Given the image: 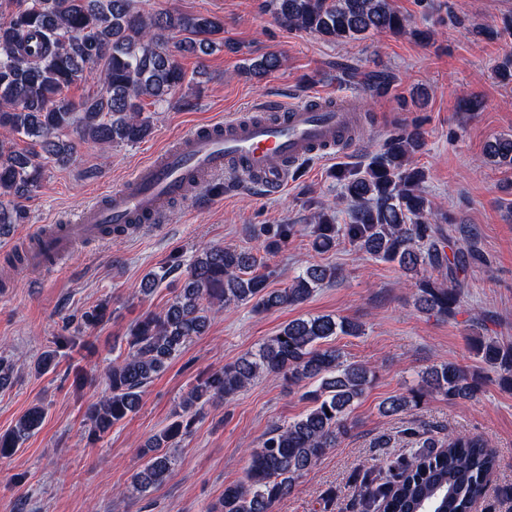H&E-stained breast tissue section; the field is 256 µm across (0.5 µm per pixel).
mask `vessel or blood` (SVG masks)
I'll return each instance as SVG.
<instances>
[{
  "instance_id": "1",
  "label": "vessel or blood",
  "mask_w": 512,
  "mask_h": 512,
  "mask_svg": "<svg viewBox=\"0 0 512 512\" xmlns=\"http://www.w3.org/2000/svg\"><path fill=\"white\" fill-rule=\"evenodd\" d=\"M353 98L330 104L320 96L303 103H261L258 114L237 113L220 126H201L174 140L141 165L117 190L104 193L66 224H44L42 248L29 253L30 265H44L47 255L60 256L78 242L98 238L101 225L127 226L130 217L149 224L159 220L174 201L188 196L185 177L194 174L193 186L228 174L227 192L240 178L275 194L288 184L290 171L320 155L331 157L353 147Z\"/></svg>"
}]
</instances>
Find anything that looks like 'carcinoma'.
Masks as SVG:
<instances>
[{"instance_id":"obj_1","label":"carcinoma","mask_w":512,"mask_h":512,"mask_svg":"<svg viewBox=\"0 0 512 512\" xmlns=\"http://www.w3.org/2000/svg\"><path fill=\"white\" fill-rule=\"evenodd\" d=\"M139 0H21L18 10L0 12V199L9 202L37 188L40 164L13 149L12 137L24 135L62 164L69 163L80 143L102 147L136 143L150 132L144 101L160 104L185 82V73L169 52L170 38L181 36L183 51L207 54L221 20L177 12L144 13ZM269 13L286 28L308 31L332 43L359 40L372 32L400 33L406 17L393 0H266ZM282 58L265 54L253 68L262 76L278 70ZM96 72L100 90L74 105L59 98L63 88ZM392 76L370 74L368 89L383 93ZM422 147L420 126L391 135L363 170H339L342 199L349 221L320 205L313 245L331 249L341 238L372 258L397 264L416 281L421 309L453 320L460 313L466 284L458 271L475 258L474 245L461 228L446 236L427 218L425 171L413 157ZM486 155L512 168V136L488 145ZM292 234V227H262V247H203L189 264L188 277L160 312H148L130 327L125 351L105 373L107 393L87 411L90 436L101 438L112 426L135 413L142 388L163 372L186 343L200 335L210 314L231 304H252L259 313L305 302L315 290L342 276L334 266H310L280 289L268 288L265 256ZM459 244L452 253L444 243ZM359 336V324L330 315L288 322L257 351L247 353L194 386L182 402L180 419L169 423L148 443L151 456L132 476L134 491L143 494L172 474L164 449L191 432L203 406L229 401L256 378H279L304 389L310 407L300 418L273 426L260 447L249 451L243 480L224 487L212 512H273L298 480L353 430L354 403L370 384L366 365L344 359L326 345L338 335ZM471 345L500 380L512 384V347L491 336L475 335ZM476 380L451 362L433 365L421 377L420 389L382 403L387 416L403 414L433 392L450 402L478 394ZM44 409L31 407L14 428L0 435V459L11 457L38 429ZM408 448L378 467L357 472V512H470L485 490L496 459L486 441L463 433L438 438L407 430Z\"/></svg>"}]
</instances>
